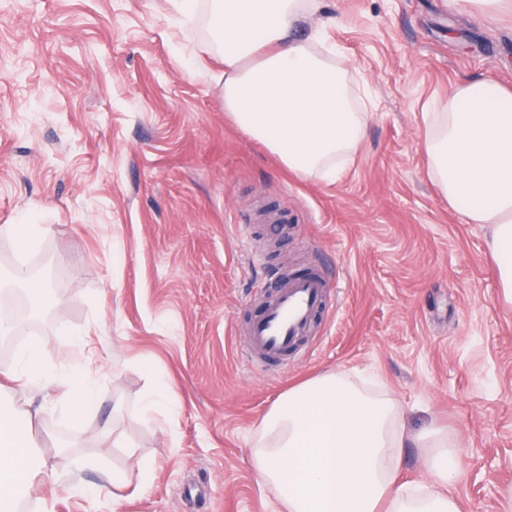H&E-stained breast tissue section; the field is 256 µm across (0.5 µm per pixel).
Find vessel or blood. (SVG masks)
Masks as SVG:
<instances>
[{"label":"vessel or blood","instance_id":"vessel-or-blood-1","mask_svg":"<svg viewBox=\"0 0 512 512\" xmlns=\"http://www.w3.org/2000/svg\"><path fill=\"white\" fill-rule=\"evenodd\" d=\"M329 283L322 271L277 279L275 293L249 327V346L262 357H288L298 338L311 334L314 318L328 302Z\"/></svg>","mask_w":512,"mask_h":512}]
</instances>
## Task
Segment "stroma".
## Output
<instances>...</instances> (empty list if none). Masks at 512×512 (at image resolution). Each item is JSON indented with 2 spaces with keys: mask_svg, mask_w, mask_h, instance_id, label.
Segmentation results:
<instances>
[{
  "mask_svg": "<svg viewBox=\"0 0 512 512\" xmlns=\"http://www.w3.org/2000/svg\"><path fill=\"white\" fill-rule=\"evenodd\" d=\"M329 42L366 82L362 145L333 181L285 169L224 111V65L172 0H0V225H37L0 277L39 264L52 301L13 352L47 372L12 385L59 481L38 512H280L248 465L278 396L333 369L373 375L407 428L461 446L462 512L512 486V309L489 227L428 175L424 114L474 80L512 88V11L459 0H322ZM283 215L261 220L263 210ZM324 271L315 334L285 362L245 358V328L280 272ZM102 346L86 364L76 338ZM89 366L97 402L60 396ZM178 396L142 410L157 382ZM66 454H57V446ZM97 456V470L74 463ZM149 460L142 482L136 459ZM141 495L113 501L105 471Z\"/></svg>",
  "mask_w": 512,
  "mask_h": 512,
  "instance_id": "stroma-1",
  "label": "stroma"
}]
</instances>
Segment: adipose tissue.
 I'll return each mask as SVG.
<instances>
[{"mask_svg":"<svg viewBox=\"0 0 512 512\" xmlns=\"http://www.w3.org/2000/svg\"><path fill=\"white\" fill-rule=\"evenodd\" d=\"M205 18L224 62V110L288 171L322 179L357 154L366 113L335 45L311 22L319 0H173ZM431 179L469 222L487 224L499 297L512 307V93L477 81L425 118ZM30 415L0 402V512L54 483ZM424 477L401 479L405 451ZM250 465L283 512H461L449 486L458 442L434 426L408 431L391 391L344 370L291 387L260 418Z\"/></svg>","mask_w":512,"mask_h":512,"instance_id":"obj_1","label":"adipose tissue"}]
</instances>
